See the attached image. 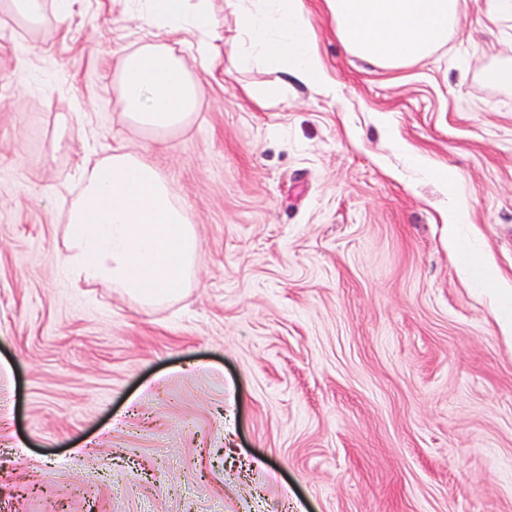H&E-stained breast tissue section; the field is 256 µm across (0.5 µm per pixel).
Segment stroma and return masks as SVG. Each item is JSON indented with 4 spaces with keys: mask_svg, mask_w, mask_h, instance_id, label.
Wrapping results in <instances>:
<instances>
[{
    "mask_svg": "<svg viewBox=\"0 0 512 512\" xmlns=\"http://www.w3.org/2000/svg\"><path fill=\"white\" fill-rule=\"evenodd\" d=\"M305 2L335 94L248 99L282 75L238 60L213 0L218 70L160 147L122 120L112 68L164 31L123 0H74L62 28L0 15V512H512V338L493 283L457 267L512 284V89L485 79L512 21L472 0L385 71ZM120 145L201 243L158 305L62 263L83 152ZM442 169L468 211L452 228ZM460 272L466 277H483L487 280L493 281L497 284L496 300L498 306L499 320L504 326V330L507 333H512V289L497 275H490L488 271V265L472 264L468 262H462L460 265Z\"/></svg>",
    "mask_w": 512,
    "mask_h": 512,
    "instance_id": "1",
    "label": "stroma"
}]
</instances>
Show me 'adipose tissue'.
I'll list each match as a JSON object with an SVG mask.
<instances>
[{
    "label": "adipose tissue",
    "mask_w": 512,
    "mask_h": 512,
    "mask_svg": "<svg viewBox=\"0 0 512 512\" xmlns=\"http://www.w3.org/2000/svg\"><path fill=\"white\" fill-rule=\"evenodd\" d=\"M140 28L192 36L191 57L148 42L120 56L112 89L125 122L157 136L193 121L205 91L194 69L214 65L210 0H132ZM347 52L386 70L424 59L458 31L469 0H323ZM71 0H0V13L27 29L46 18L64 24ZM235 20L236 53L302 83L332 82L305 0H224ZM84 186L65 227L63 263L73 282H105L155 304L185 288L200 242L186 208L159 167L122 148L103 158L87 152Z\"/></svg>",
    "instance_id": "ef3b65f1"
}]
</instances>
